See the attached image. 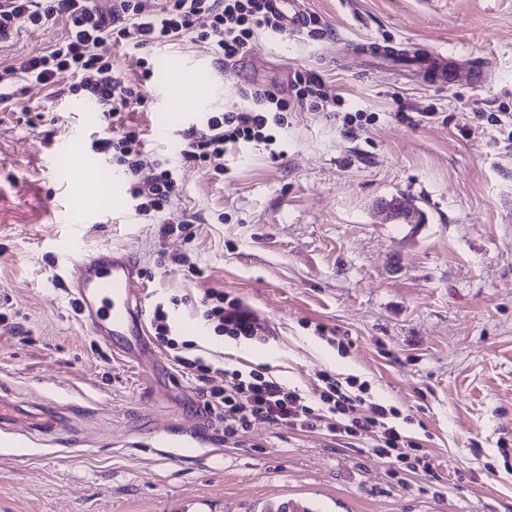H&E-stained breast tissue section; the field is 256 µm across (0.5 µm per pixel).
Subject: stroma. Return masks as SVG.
I'll return each instance as SVG.
<instances>
[{"instance_id":"obj_1","label":"stroma","mask_w":512,"mask_h":512,"mask_svg":"<svg viewBox=\"0 0 512 512\" xmlns=\"http://www.w3.org/2000/svg\"><path fill=\"white\" fill-rule=\"evenodd\" d=\"M326 29L256 31L246 57L218 71L210 50L183 41L104 51L129 79L145 57V109L129 123L147 151L179 154L191 119L154 100L170 61H188L203 112L236 111L248 85L290 91L315 77L331 111L290 100L270 142L227 156L223 173L186 166L163 213L136 215L125 187L112 211L75 230L91 175L104 165L94 109L70 77L28 86L0 109V388L25 416L0 426V512H512V0H307ZM64 21L20 30L0 65L47 51ZM385 41L393 64L364 53ZM477 66L475 86L428 75ZM81 129L84 149L58 155ZM413 204L417 224L388 220L383 202ZM190 221L189 234L175 227ZM80 236L147 270L144 322L163 306L174 347L142 367L80 321L58 247ZM240 299L266 323L259 339L217 335L198 300ZM185 357L220 369H265L314 394L322 373L365 384L366 401L410 416L404 431L430 468L376 457L373 435L334 440L254 422L238 444ZM60 411L63 439L27 434V413Z\"/></svg>"}]
</instances>
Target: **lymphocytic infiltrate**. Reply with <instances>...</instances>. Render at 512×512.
Here are the masks:
<instances>
[{
	"instance_id": "obj_1",
	"label": "lymphocytic infiltrate",
	"mask_w": 512,
	"mask_h": 512,
	"mask_svg": "<svg viewBox=\"0 0 512 512\" xmlns=\"http://www.w3.org/2000/svg\"><path fill=\"white\" fill-rule=\"evenodd\" d=\"M59 19L68 27L63 41L0 68V104H12L19 83L46 86L61 75L73 77L71 92L95 106L109 131L95 141V152L122 167L136 212L149 218L163 212L180 194V164L145 152L138 132L125 125L126 115L146 103L142 85L115 72L100 46L110 41L138 50L187 39L213 50L214 62L221 66L247 55L256 30L281 28L269 0H156L150 9L142 0H112L108 10L96 0H0V43L20 28L42 27ZM240 95L248 102L246 108L211 113L180 131V163L223 172L230 151L267 142L268 124H285L288 100L276 88L252 85L242 88ZM200 305L216 332L249 339L266 332L261 318L239 299L214 292L205 295ZM180 363L200 383L206 407L223 412L225 441L239 442L253 421L264 420L300 432L322 430L336 439L373 432L376 457L393 464L408 458L411 443L390 421L389 410L348 395L331 375H323L324 388L311 399L257 369L246 374L225 372L224 383L218 386L212 366L203 360L184 357Z\"/></svg>"
}]
</instances>
